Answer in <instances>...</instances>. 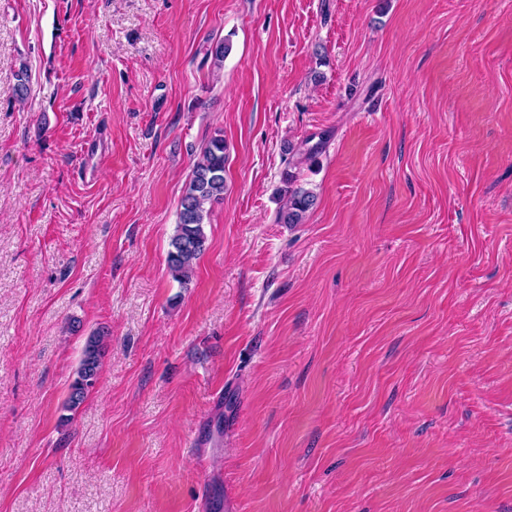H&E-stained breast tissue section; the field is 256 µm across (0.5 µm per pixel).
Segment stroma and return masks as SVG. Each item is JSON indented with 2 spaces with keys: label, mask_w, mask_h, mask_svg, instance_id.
<instances>
[{
  "label": "stroma",
  "mask_w": 512,
  "mask_h": 512,
  "mask_svg": "<svg viewBox=\"0 0 512 512\" xmlns=\"http://www.w3.org/2000/svg\"><path fill=\"white\" fill-rule=\"evenodd\" d=\"M0 512H512V0H0ZM225 161L224 138L214 137L203 149L181 197L178 224L167 256L169 271L181 285L188 284L195 261L206 249L202 227L206 206L224 195ZM297 177L292 172H286L284 177L286 198L278 212V222L281 224H300L305 215L316 205V195L313 191L297 184ZM103 339L104 336L93 334L89 336L86 341L77 376L70 386V394L66 407L70 411L75 410L82 404L87 392L95 385L98 379Z\"/></svg>",
  "instance_id": "stroma-1"
}]
</instances>
